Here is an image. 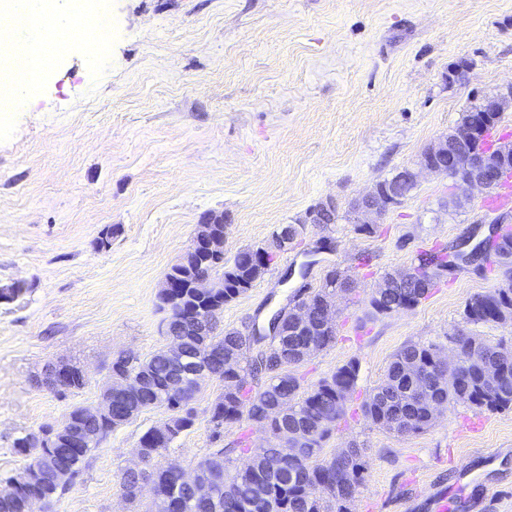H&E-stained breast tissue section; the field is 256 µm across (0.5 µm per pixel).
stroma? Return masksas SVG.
<instances>
[{"mask_svg":"<svg viewBox=\"0 0 512 512\" xmlns=\"http://www.w3.org/2000/svg\"><path fill=\"white\" fill-rule=\"evenodd\" d=\"M104 55L81 44L57 55L13 112H0V477L19 474L17 438L59 424L69 407L96 404L118 352L146 358L167 345L158 295L191 247L204 214L224 218V259L264 246L300 224L287 251L219 326L250 332L327 270L351 271L356 288L335 302L337 339L296 367L303 389L357 361L346 416L322 459L365 448L369 468L354 512H434L441 490L462 485L461 512H512V409H441L421 433L400 436L364 418L361 405L408 342L448 350L457 330L512 347V323L465 326L462 312L498 274L459 263L418 306L368 318L385 272L435 248L470 252L512 203L420 171L416 188L373 233L352 200L402 169H417L463 112L512 83V0H99ZM470 68L449 81L458 61ZM462 199L450 208L451 196ZM336 223H306L326 199ZM118 230L109 247L99 240ZM332 241L307 276L295 273L320 238ZM367 266H359L360 256ZM73 360L84 388L58 398L34 379ZM223 390L204 380L194 427L154 459L192 470L217 443L229 472L250 449L273 444L248 420L213 437L210 408ZM153 409L114 430L73 484L43 512H136L121 475L141 436L165 419Z\"/></svg>","mask_w":512,"mask_h":512,"instance_id":"35a3bbf8","label":"stroma"}]
</instances>
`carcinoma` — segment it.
I'll use <instances>...</instances> for the list:
<instances>
[{
  "label": "carcinoma",
  "instance_id": "obj_1",
  "mask_svg": "<svg viewBox=\"0 0 512 512\" xmlns=\"http://www.w3.org/2000/svg\"><path fill=\"white\" fill-rule=\"evenodd\" d=\"M500 121L501 116L493 117L486 131L460 148L461 155L476 157L492 152L498 163L512 168L511 144L488 146V137ZM378 185L396 187L403 198L415 188L405 170L379 181ZM298 235L296 225H283L273 232L266 247L277 245L283 251L282 242H290ZM492 248L503 274L512 277V227L507 226L494 236ZM258 252L257 248L243 249L228 265L224 255L207 253L199 247L186 252L170 268L166 277L177 287L160 291L159 299L171 316L193 320L191 328L181 333L184 362L173 361L162 349L142 361H126L119 355L112 358V413L99 406H72L63 418L66 432H59L56 425H47L39 429L46 434L40 444L29 442L26 435L17 439L14 448L26 464L17 477V496L0 501V512H21V501L31 495L53 499L82 472L92 452L115 428L146 410L164 408L169 412L167 432L162 433L154 426L139 441L143 454L154 459L160 450L194 427L195 414L189 405L198 388L186 369L188 365L205 366L224 382L223 392L210 409L214 438L221 436L224 424L245 417L274 433L282 429L299 430L306 435V442L298 456L278 446L259 448L252 465L231 477L227 475V464L235 449L214 448L196 461L194 486L180 482L167 468L151 466L140 473L126 471L121 487L130 503L138 500L140 482L146 480L157 493L146 512H351L365 483L367 461L363 449H355L349 460L351 474L347 481L331 467V461L319 462L317 458L345 414L344 403L355 387L358 364L352 361L337 368L310 391L302 388L292 371L333 344L336 330L324 326L315 316L300 333L279 338L246 336L235 329L215 333L216 318L224 305L253 287L268 269L266 265L251 263ZM447 267L446 255L421 253L410 266L385 273L368 300V316L376 318L419 305L437 286ZM204 271L221 273L224 287H196ZM354 284L347 271L333 268L327 271L319 288L298 295L293 306L279 311V315L288 327L289 316L298 307L309 305L319 311L335 297L350 294ZM502 313L512 314V288H493L471 295L463 320L467 324L493 322ZM458 352L460 384L434 385L428 393L419 394L411 385L410 368L436 366L440 350L433 344L404 345L393 355L383 379L362 403L364 417L398 435H411L432 424L433 402L443 407L465 405L479 411L511 409L512 348L502 343L490 344L468 333L460 337ZM475 354L481 357L482 365L470 363ZM486 366L496 369L497 381L493 386L486 385L483 379ZM262 379L264 387L255 389V383ZM62 380L65 389H49L60 398L86 383L74 365L68 366ZM204 487L216 490L217 495L200 494Z\"/></svg>",
  "mask_w": 512,
  "mask_h": 512
}]
</instances>
